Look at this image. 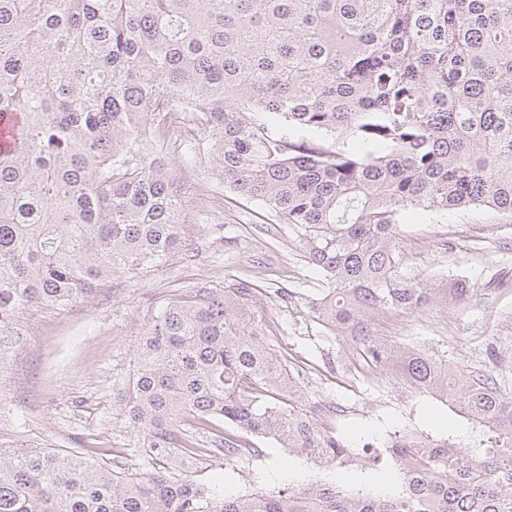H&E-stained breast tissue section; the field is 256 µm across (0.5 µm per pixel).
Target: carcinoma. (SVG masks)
Wrapping results in <instances>:
<instances>
[{
  "label": "carcinoma",
  "instance_id": "obj_1",
  "mask_svg": "<svg viewBox=\"0 0 512 512\" xmlns=\"http://www.w3.org/2000/svg\"><path fill=\"white\" fill-rule=\"evenodd\" d=\"M240 198L288 225L322 283L310 301L368 367L436 396L467 444L391 436L361 458L282 389L252 284L193 286L148 321L118 393L134 463L0 449V512H512V392L368 318L473 293L408 271L399 227L469 208L512 219V0H0V359L22 315L66 309L191 245L163 149L173 117ZM270 438L325 468L234 496L194 478ZM396 453L386 492L329 459Z\"/></svg>",
  "mask_w": 512,
  "mask_h": 512
}]
</instances>
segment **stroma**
<instances>
[{
  "instance_id": "stroma-1",
  "label": "stroma",
  "mask_w": 512,
  "mask_h": 512,
  "mask_svg": "<svg viewBox=\"0 0 512 512\" xmlns=\"http://www.w3.org/2000/svg\"><path fill=\"white\" fill-rule=\"evenodd\" d=\"M170 135L169 158L188 199L199 255L181 252L144 276L114 277L67 310L26 314L24 347L0 362V448L90 450L122 468L137 438L117 423L113 397L129 375L143 326L172 295L239 278L252 283L251 308L265 339L287 363L300 402L317 407L320 429L360 449L407 431L429 440L468 435L467 421L448 403L365 367L350 340L311 316L308 303L321 284L288 225L234 197L210 168L191 163L192 129L177 122ZM400 248L414 273L464 279L476 290L461 304L376 312L374 333L443 353L455 370L492 375L512 392V221L482 210L444 222L419 213L401 225ZM257 445L262 457L234 466L204 462L198 480L219 479L245 495L316 479L305 457L268 439Z\"/></svg>"
}]
</instances>
